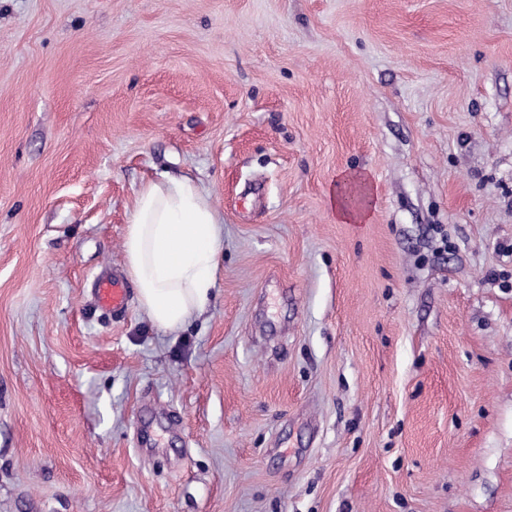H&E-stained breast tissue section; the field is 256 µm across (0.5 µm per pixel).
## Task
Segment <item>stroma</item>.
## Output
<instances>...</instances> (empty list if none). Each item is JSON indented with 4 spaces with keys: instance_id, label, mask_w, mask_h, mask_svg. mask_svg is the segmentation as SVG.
<instances>
[{
    "instance_id": "35a3bbf8",
    "label": "stroma",
    "mask_w": 512,
    "mask_h": 512,
    "mask_svg": "<svg viewBox=\"0 0 512 512\" xmlns=\"http://www.w3.org/2000/svg\"><path fill=\"white\" fill-rule=\"evenodd\" d=\"M163 171L177 332L92 293ZM0 512H512V0H0ZM224 218L190 177L160 174L133 201L123 241L141 309L165 331L182 329L210 302ZM358 174H345L336 183V193L331 197V204L342 222H360L366 217L365 206L352 207L347 200L345 186L355 181Z\"/></svg>"
}]
</instances>
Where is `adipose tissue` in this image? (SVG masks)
<instances>
[{
  "mask_svg": "<svg viewBox=\"0 0 512 512\" xmlns=\"http://www.w3.org/2000/svg\"><path fill=\"white\" fill-rule=\"evenodd\" d=\"M224 220L190 177L160 174L133 201L123 241L141 309L166 331L182 329L210 302Z\"/></svg>",
  "mask_w": 512,
  "mask_h": 512,
  "instance_id": "adipose-tissue-1",
  "label": "adipose tissue"
}]
</instances>
